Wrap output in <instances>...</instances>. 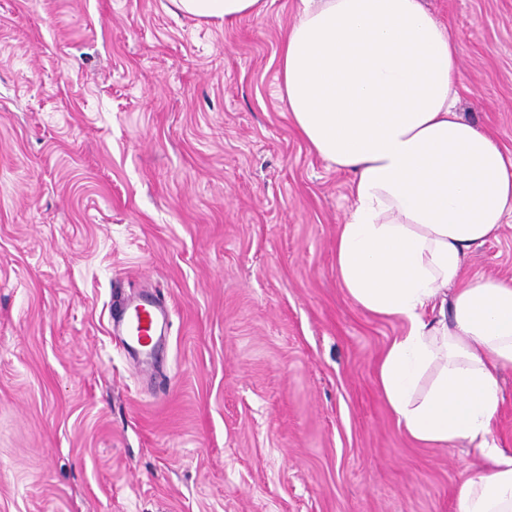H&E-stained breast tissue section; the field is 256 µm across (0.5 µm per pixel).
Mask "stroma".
<instances>
[{
    "mask_svg": "<svg viewBox=\"0 0 512 512\" xmlns=\"http://www.w3.org/2000/svg\"><path fill=\"white\" fill-rule=\"evenodd\" d=\"M458 114L512 151V0H424ZM298 0H0V512H455L483 458L376 385L398 321L336 275L350 176L279 98ZM512 280V223L469 252ZM169 312L145 365L111 317ZM172 6L202 21L231 22L244 16H260L267 0H170Z\"/></svg>",
    "mask_w": 512,
    "mask_h": 512,
    "instance_id": "35a3bbf8",
    "label": "stroma"
}]
</instances>
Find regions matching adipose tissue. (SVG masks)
<instances>
[{
  "label": "adipose tissue",
  "instance_id": "1",
  "mask_svg": "<svg viewBox=\"0 0 512 512\" xmlns=\"http://www.w3.org/2000/svg\"><path fill=\"white\" fill-rule=\"evenodd\" d=\"M202 21L267 0H170ZM280 97L311 149L351 176L336 274L366 312L399 321L379 390L423 446L465 441L485 460L456 512H512V453L491 425L512 367V282L469 275L467 254L512 223V151L457 111L460 48L423 0H300Z\"/></svg>",
  "mask_w": 512,
  "mask_h": 512
}]
</instances>
